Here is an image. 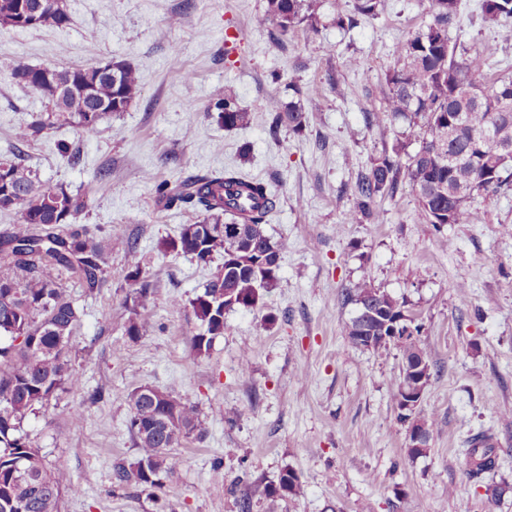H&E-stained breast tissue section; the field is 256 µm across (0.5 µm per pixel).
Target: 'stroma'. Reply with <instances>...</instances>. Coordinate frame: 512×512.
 Masks as SVG:
<instances>
[{
	"instance_id": "stroma-1",
	"label": "stroma",
	"mask_w": 512,
	"mask_h": 512,
	"mask_svg": "<svg viewBox=\"0 0 512 512\" xmlns=\"http://www.w3.org/2000/svg\"><path fill=\"white\" fill-rule=\"evenodd\" d=\"M480 3L460 0L449 31L457 58L486 76H510L512 18L485 21ZM66 4V28L0 27V59L71 68L114 58L136 69L139 91L94 135L60 124L21 149L16 134L44 102L0 75V158L21 153L43 186L85 193L89 206L76 226L112 238L102 288L89 293L63 279L83 310L68 346L82 387L58 393L25 424L77 488L62 495L59 512H240L239 478L263 486L286 469L304 494L255 495L250 512H512V186L476 197L471 224L421 223L405 180L380 202L378 223L348 221L357 177L394 144L408 154L419 146V130L402 122L380 130L366 112L380 105L378 90L398 45L425 20L426 0H386L378 16L352 28L336 25L351 0H320L317 31L298 26L283 46L262 21L266 0ZM487 42L496 53L476 55ZM352 57L362 68L347 67ZM228 90L250 112L248 126L227 130L209 117ZM275 99L301 101V135H269ZM61 142L79 149L78 165L58 152ZM224 166L278 194L267 230L283 245L281 269L262 305L225 313L229 331L198 356V322L169 301L194 298L224 261L166 251L198 216L158 206L155 187ZM132 244L151 284V321L134 338L125 333L136 296L127 277ZM363 277L404 300L422 326L417 340L432 376L421 415L435 422L426 456L408 455V425L394 403L399 347L360 349L343 332L355 307L342 303L341 291ZM138 386L171 391L203 422L202 436L177 449L180 465L156 495L112 484L113 462L137 454L127 421ZM479 432L492 434L497 465L476 481L463 461ZM490 484L507 491L491 499Z\"/></svg>"
}]
</instances>
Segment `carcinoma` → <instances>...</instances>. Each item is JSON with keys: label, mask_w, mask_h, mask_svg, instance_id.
<instances>
[{"label": "carcinoma", "mask_w": 512, "mask_h": 512, "mask_svg": "<svg viewBox=\"0 0 512 512\" xmlns=\"http://www.w3.org/2000/svg\"><path fill=\"white\" fill-rule=\"evenodd\" d=\"M17 2L0 0V26L28 28L17 16ZM44 2L34 27H66L70 17L63 0ZM382 7L383 0H353L350 12L336 16V25L352 28L359 19L376 16ZM480 7L492 22L512 16V0H481ZM458 11L459 0H428V20L398 46L399 64L386 74L383 107L369 109L367 122L383 127L403 120L411 128L424 127L422 139L407 164H402V147L397 145L393 154L375 159L369 171L357 178L349 222L378 223L376 200L394 196L402 176L409 181L422 223L437 228L448 222H473L478 213L471 207L472 200L508 184L512 161L500 160L498 145L512 144V109L500 110L503 99L512 105V78L488 81L457 60L448 31ZM264 20L274 27L273 39L283 46L295 26L304 23L316 28L315 0H266ZM119 65V83L101 75L91 78L87 87L75 79L94 66L60 69V81H70L72 87L57 96L38 88L40 67L21 58L0 63V70L39 93L45 102L44 115L18 131V143L34 140L61 119L89 136L104 116L125 111L138 92V75L128 63ZM210 112L226 129L249 124L250 114L231 95L216 99ZM269 112L273 137L283 127L299 134L306 125V112L298 101L274 100ZM491 172L495 176L487 177ZM156 198L165 209L191 208L199 213L201 219L183 225L169 250L202 262L227 254L226 224H250L255 231L241 259L252 260V250L265 251L270 240L265 226L279 205V196L267 182L228 167L190 175L175 185L162 182L156 186ZM87 206V198L67 185L44 187L21 163L0 159V210L19 209V223L0 236V512H58L61 492L72 489L65 469L48 466L24 423L57 392L81 386L80 376L68 364L67 348L83 309L62 288L61 278L70 272L90 292L102 287L112 251V242L69 226ZM272 245L275 254L281 255L282 244L274 240ZM278 279L277 272L260 277L244 271L216 272L189 302L201 327L193 339L196 353L208 351L213 339L228 330L224 312L257 306ZM341 297L357 307L343 326L352 343L359 336H371L372 349L386 347L390 324L398 319L411 324L414 335L420 333L406 302L365 281L343 289ZM129 401L128 428L138 453L131 461L114 463L113 483L161 490L179 466L173 450L201 434L197 409L151 386L134 388ZM464 465L472 479L495 468L489 435L481 432L471 438ZM302 492L299 476L286 469L261 494L296 498Z\"/></svg>", "instance_id": "1"}]
</instances>
